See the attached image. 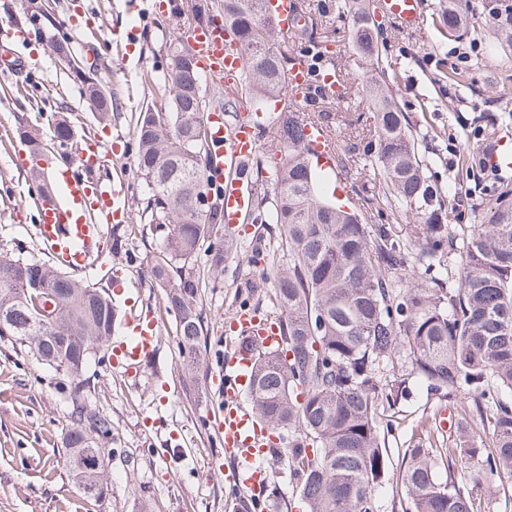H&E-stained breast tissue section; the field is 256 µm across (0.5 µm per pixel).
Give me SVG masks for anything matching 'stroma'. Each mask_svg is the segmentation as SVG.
Listing matches in <instances>:
<instances>
[{"label": "stroma", "instance_id": "1", "mask_svg": "<svg viewBox=\"0 0 512 512\" xmlns=\"http://www.w3.org/2000/svg\"><path fill=\"white\" fill-rule=\"evenodd\" d=\"M310 2L324 7L314 20L313 36L333 52L342 85L339 99L308 98L298 113L305 118L329 113L327 126L349 177L347 195L353 206L369 223L391 225L396 238L412 239L414 219L394 217L375 201L378 179L363 154L374 127L366 93L371 73L351 47L349 16L340 0ZM424 2L412 29L376 15L385 80L418 140L427 175L440 193L472 194V203L461 206L458 221L476 225L482 220L483 203L495 198L503 185L512 186V164L489 173L479 167L466 169L459 158L479 154L487 145L498 153L512 148V35L496 20L500 0H462L464 21L453 38L448 35V0ZM72 17L78 20L73 27L67 24ZM31 18L36 21L33 37L7 46L22 68L0 83V248L19 246L25 258L40 261L44 255L30 199L35 181L29 170L12 162L22 145L16 136L18 124H37L48 139L52 132L47 117L61 112L83 141L118 143L108 165L113 175L128 173L130 200L138 202L145 185L130 170L136 162L131 116L163 103L147 93L141 76L148 72L163 80L167 46L179 32L180 16L173 11L162 22L144 21L138 52L127 53L116 44L111 55L97 56L94 67L99 75L113 78L114 109L119 113L106 127L89 109L81 84L53 45L67 41L73 56L87 58L88 46L131 22L128 0H0V26ZM457 69L466 73V84L449 82V72ZM125 231V245L118 253L112 250L111 237H104L101 256L86 277L113 289L121 311L150 312L160 340L155 359L138 376L112 369L104 350L98 351L87 372L89 403L112 422V435L103 442L112 451L111 490L96 500L72 482L64 447L70 408L60 376L12 337L0 336V512H232L227 499L234 490L236 464L209 427L206 411L215 397L213 377L226 319L245 304L275 319L282 316L271 285L261 284L258 267L249 261L256 245L266 252L268 266L285 264L281 236L267 225L252 224L237 251L225 255L222 272L202 289L207 358L192 383L180 365L175 318L164 308L162 289L148 277L163 235L136 211ZM439 407V401L427 399L415 386L396 407L381 408L386 447L437 442L430 417ZM270 474L269 512H308L287 463H272Z\"/></svg>", "mask_w": 512, "mask_h": 512}]
</instances>
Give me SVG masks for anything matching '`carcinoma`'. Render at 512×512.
Returning <instances> with one entry per match:
<instances>
[{"instance_id":"1","label":"carcinoma","mask_w":512,"mask_h":512,"mask_svg":"<svg viewBox=\"0 0 512 512\" xmlns=\"http://www.w3.org/2000/svg\"><path fill=\"white\" fill-rule=\"evenodd\" d=\"M263 0H221L216 16L245 46L244 89L262 107L287 94L285 67L261 50L267 20L255 16ZM351 17V43L360 59L379 69L376 27L370 0H343ZM83 85L97 120L112 123V99ZM154 92L168 97L167 109H147L134 128L137 173L148 189L141 215L166 230L162 254L153 262V282L165 292V310L174 314L184 374L194 380L203 367L204 314L197 256L214 226L223 223L218 205L198 216L192 186L208 182V133L198 109L222 110L238 118L230 99L208 97L199 71L173 56L163 84ZM375 135L367 142L371 165L392 212L419 221L415 239L403 242L389 224H368L364 214L346 211L325 193V176L311 165L305 138L308 122L285 113L278 124L283 144L275 168L273 197L261 200L262 224H277L288 260L273 270L282 347L258 349L248 397L256 417L273 432L288 431V448L272 449L286 461L309 512H376V492L395 489L402 512H482L474 492L484 483L512 484V188H504L482 208L483 222L456 238V200L448 202L425 174L409 122L388 86L374 77L368 85ZM29 153L50 164L62 155L47 150L40 129H17ZM54 138H73L71 122L54 119ZM238 247L227 234L210 243L211 270L224 253ZM459 256L456 285L436 278L428 288L395 291L388 275L401 278L416 261L428 266ZM55 294L54 325L43 327L33 289ZM108 289L79 274L27 260L0 249V336H11L36 360L62 375L70 408L69 458L88 456V434L106 439L111 422L89 405L85 377L95 344L115 329ZM398 357L410 374L427 384L428 395L452 403L455 412L448 446L415 443L398 451L401 466L390 468V450L379 428V410L408 393L406 379L382 382L380 364ZM74 483L100 499L108 474L70 465Z\"/></svg>"}]
</instances>
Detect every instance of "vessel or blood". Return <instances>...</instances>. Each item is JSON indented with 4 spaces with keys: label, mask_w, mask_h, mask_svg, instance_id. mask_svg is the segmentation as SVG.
I'll list each match as a JSON object with an SVG mask.
<instances>
[{
    "label": "vessel or blood",
    "mask_w": 512,
    "mask_h": 512,
    "mask_svg": "<svg viewBox=\"0 0 512 512\" xmlns=\"http://www.w3.org/2000/svg\"><path fill=\"white\" fill-rule=\"evenodd\" d=\"M382 6L401 25L413 28L420 19L422 0H383ZM185 35L208 81L241 85L246 60L233 36L215 27L189 29ZM337 80V75L331 72L312 73L309 61L303 58L289 73L288 97L274 111L261 114L259 121L231 122L222 112L208 113L211 148L208 175L221 193L226 227L248 223L254 211L256 189L249 168L261 129L279 123L288 109L302 106L315 82L333 85ZM307 136L322 168L335 171L337 179H345L336 155L337 144L326 127L309 126ZM104 166L105 157L98 150L85 147L69 152L62 190L38 203L35 234L43 253L55 265L73 272L89 268L99 257L104 226L122 224L129 218L128 188L124 182L103 176ZM122 330V336L112 341L113 365L127 373H139L142 365L159 350L158 324L149 314L128 313ZM233 333L257 341L265 348L281 342L277 324L249 307L237 311ZM251 364L252 354L243 346L225 358L218 374L224 406L215 417L213 430L223 442L225 453L237 464L239 483L248 490L250 498L261 501L266 497L270 478L264 462L269 438L241 403Z\"/></svg>",
    "instance_id": "vessel-or-blood-1"
}]
</instances>
